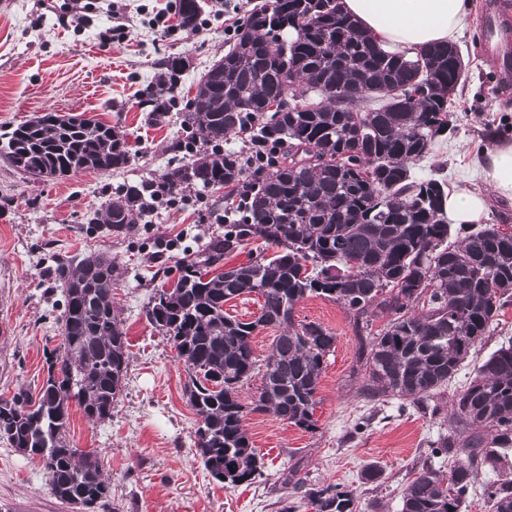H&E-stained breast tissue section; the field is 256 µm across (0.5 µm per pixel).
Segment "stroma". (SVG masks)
I'll use <instances>...</instances> for the list:
<instances>
[{
  "label": "stroma",
  "mask_w": 512,
  "mask_h": 512,
  "mask_svg": "<svg viewBox=\"0 0 512 512\" xmlns=\"http://www.w3.org/2000/svg\"><path fill=\"white\" fill-rule=\"evenodd\" d=\"M178 0H94L81 30L64 19L69 0H0V126L53 112L118 126L125 132L130 161L103 174L84 171L36 179L19 173L0 155V197L13 205L0 212V399L40 386L45 354L60 342L62 293L53 271L60 259L102 252L114 264L112 296L130 361L111 420L90 424L70 408L69 439L81 451L101 456L118 512H279L282 480L296 473L306 487L340 485L357 496L356 512H400L410 472L432 457L430 443L448 432V408L475 371L500 346L512 342V305L507 306L481 346L455 377L422 408L402 407L395 397L367 401L359 388L365 365L353 316L334 301L309 297L297 320L319 323L336 343L320 378L315 429L305 431L271 413L246 420L264 461L252 484L225 486L205 470L195 447L197 417L184 393L187 374L167 338L145 311L157 289L176 280L179 263L223 234L224 193L209 189L178 208L153 202L130 231L90 228L88 221L115 193L159 180L187 163L190 132L182 108L195 83L228 49L226 27L236 11L259 0H201L203 30L180 27ZM470 26L455 42L467 80L453 97V128L411 165L417 179L435 178L449 189L482 185L478 160L489 135L512 137V94H503L483 56V0H471ZM165 28L151 24L157 12ZM111 45H103L104 34ZM184 58L179 94L164 117L160 76L167 57ZM365 430H357L359 422ZM382 471L366 482L369 464ZM0 507L7 512H80L51 494L39 459L0 442Z\"/></svg>",
  "instance_id": "obj_1"
}]
</instances>
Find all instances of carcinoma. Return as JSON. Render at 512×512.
I'll use <instances>...</instances> for the list:
<instances>
[{"mask_svg": "<svg viewBox=\"0 0 512 512\" xmlns=\"http://www.w3.org/2000/svg\"><path fill=\"white\" fill-rule=\"evenodd\" d=\"M181 25L193 29L200 0H178ZM295 74L296 84L285 82ZM465 81L446 45L417 56L381 51L340 9L339 0H267L241 18L224 57L200 76L184 123L202 145L234 134L267 159L237 151L202 152L165 174L172 185L227 190L224 235L183 259L181 275L161 288L148 320L167 337L188 380L197 416L196 452L228 486L262 475V458L246 415L270 412L301 429L315 428L324 358L336 337L315 322H296L301 300L324 297L354 317L365 358L363 395L398 396L419 407L448 385L512 304V236L495 224L452 230L443 215L444 184L415 180L410 164L448 131L450 104ZM422 95L400 103L403 88ZM285 99L276 117L265 105ZM378 102L375 108L366 103ZM0 151L19 171L67 176L128 164L118 127L53 112L0 128ZM141 210V193L116 194L90 219L123 231ZM455 241H450L451 237ZM264 248L246 263L215 271L224 256L253 240ZM273 256H267L269 249ZM63 352L46 358L38 395L0 399V438L24 457L42 461L51 494L63 504L115 512L112 485L98 455L70 445L71 402L92 422L112 418L127 376L129 352L112 301V258L61 261ZM262 299L259 316L238 319L224 304L245 295ZM387 322L370 332L374 319ZM274 327L270 354L253 352L256 332ZM261 376L246 407L241 389ZM448 435L432 446L451 462L424 466L408 481L401 512H461L483 483L489 512H512V344L477 368L450 403ZM313 512H355L351 490L304 489Z\"/></svg>", "mask_w": 512, "mask_h": 512, "instance_id": "cac0c4a2", "label": "carcinoma"}]
</instances>
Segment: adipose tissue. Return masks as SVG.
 Segmentation results:
<instances>
[{"mask_svg":"<svg viewBox=\"0 0 512 512\" xmlns=\"http://www.w3.org/2000/svg\"><path fill=\"white\" fill-rule=\"evenodd\" d=\"M341 6L381 49L409 57L453 41L470 20L468 0H341ZM490 141L480 164L483 189H460L444 202L451 223H484L492 199L512 201V139L494 134Z\"/></svg>","mask_w":512,"mask_h":512,"instance_id":"adipose-tissue-1","label":"adipose tissue"}]
</instances>
